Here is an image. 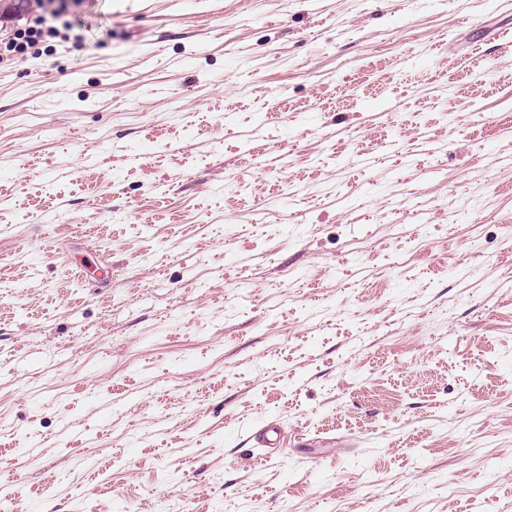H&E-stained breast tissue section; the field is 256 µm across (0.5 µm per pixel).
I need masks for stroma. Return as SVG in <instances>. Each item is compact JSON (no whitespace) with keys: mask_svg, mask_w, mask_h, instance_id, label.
Instances as JSON below:
<instances>
[{"mask_svg":"<svg viewBox=\"0 0 512 512\" xmlns=\"http://www.w3.org/2000/svg\"><path fill=\"white\" fill-rule=\"evenodd\" d=\"M76 0L0 48V512H512V16Z\"/></svg>","mask_w":512,"mask_h":512,"instance_id":"obj_1","label":"stroma"}]
</instances>
